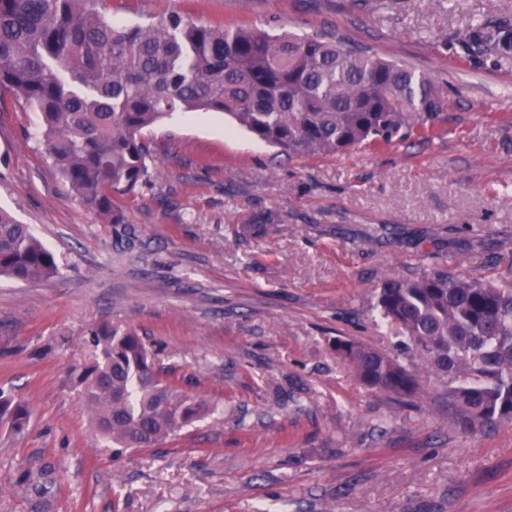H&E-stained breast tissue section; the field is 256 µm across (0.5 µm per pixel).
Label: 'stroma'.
Instances as JSON below:
<instances>
[{"label":"stroma","instance_id":"obj_1","mask_svg":"<svg viewBox=\"0 0 512 512\" xmlns=\"http://www.w3.org/2000/svg\"><path fill=\"white\" fill-rule=\"evenodd\" d=\"M276 35L333 33L439 81L430 141L291 158L218 112L148 130L150 182L104 224L53 167L40 117L0 94V208L55 254L59 277L0 278V389L31 409L0 423V512L18 470L54 453V512H512V425L470 435L445 384L401 408L357 383L332 344L394 355L377 295L448 266L500 273L512 252V56L464 34L512 23V0H112L113 20L170 12ZM272 213L262 237L231 227ZM120 321L214 413L157 447L113 456L89 424L78 370L91 327Z\"/></svg>","mask_w":512,"mask_h":512}]
</instances>
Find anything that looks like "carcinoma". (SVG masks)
I'll return each mask as SVG.
<instances>
[{
  "mask_svg": "<svg viewBox=\"0 0 512 512\" xmlns=\"http://www.w3.org/2000/svg\"><path fill=\"white\" fill-rule=\"evenodd\" d=\"M110 0H0V93L41 114L61 179L105 224L125 222L121 200L149 181L144 133L175 112H223L290 155L381 150L437 135L447 95L432 78L321 32L270 36L248 24L218 28L174 12L121 25ZM474 53L512 54V28L487 21L466 37ZM275 221L260 214L235 237ZM60 274L56 257L0 210V277L28 283ZM377 306L407 339L413 363L339 340L336 352L367 389L423 399L447 380L448 417L465 433L512 424V278L442 267L383 284ZM91 361L78 375L112 454L152 448L211 412L163 378L152 347L116 322L90 329ZM27 405L0 389V421L22 432ZM52 454L19 473L26 512H50L61 487Z\"/></svg>",
  "mask_w": 512,
  "mask_h": 512,
  "instance_id": "cac0c4a2",
  "label": "carcinoma"
}]
</instances>
